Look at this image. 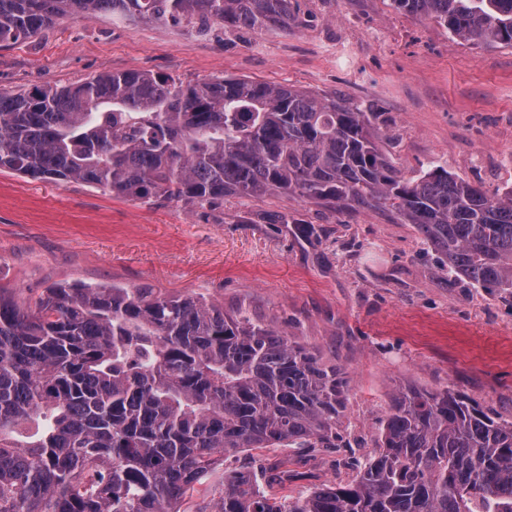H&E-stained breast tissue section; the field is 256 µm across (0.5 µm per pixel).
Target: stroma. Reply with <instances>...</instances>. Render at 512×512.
<instances>
[{"label": "stroma", "instance_id": "stroma-1", "mask_svg": "<svg viewBox=\"0 0 512 512\" xmlns=\"http://www.w3.org/2000/svg\"><path fill=\"white\" fill-rule=\"evenodd\" d=\"M294 10L285 31L64 17L0 46V91L126 70L291 85L385 113L384 148L406 176L437 162L488 195L512 188V46L451 37L392 0H296ZM275 214L293 221L272 223ZM301 220L321 234L301 235ZM438 263L412 225L377 209L333 211L286 194L228 196L205 209L144 204L0 171V288L18 303L57 284H149L246 310L344 367L349 447L225 454L182 512L211 502L235 471L289 472L275 491L290 498L356 480L403 388L452 386L512 421V296L449 283Z\"/></svg>", "mask_w": 512, "mask_h": 512}]
</instances>
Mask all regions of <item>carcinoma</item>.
<instances>
[{"label":"carcinoma","instance_id":"cac0c4a2","mask_svg":"<svg viewBox=\"0 0 512 512\" xmlns=\"http://www.w3.org/2000/svg\"><path fill=\"white\" fill-rule=\"evenodd\" d=\"M451 36L512 45V0H392ZM112 13L288 29L291 0H0V45ZM380 112L339 95L124 71L0 93V170L153 204L296 195L411 224L448 274L512 294V189L440 164L407 178ZM340 368L244 313L136 288L0 290V512H179L216 455L340 448ZM211 512H512V422L445 387L398 392L352 484L294 499L234 473Z\"/></svg>","mask_w":512,"mask_h":512}]
</instances>
